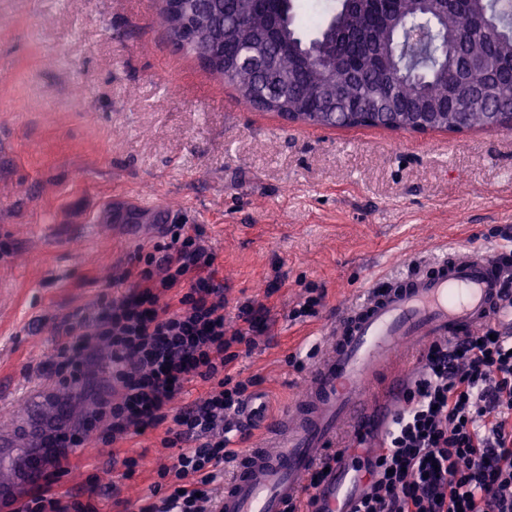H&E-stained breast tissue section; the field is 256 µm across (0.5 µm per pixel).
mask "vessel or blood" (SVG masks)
Returning a JSON list of instances; mask_svg holds the SVG:
<instances>
[{"label": "vessel or blood", "mask_w": 512, "mask_h": 512, "mask_svg": "<svg viewBox=\"0 0 512 512\" xmlns=\"http://www.w3.org/2000/svg\"><path fill=\"white\" fill-rule=\"evenodd\" d=\"M490 323L512 335V265L480 247L461 245L429 266L373 282L331 323L329 348L277 418L266 417L262 395L245 401L238 423L261 428L266 444L246 449L217 512H287L303 495L302 476L335 448L341 429L360 437L388 420L421 366L420 350ZM356 459L337 450L320 486L325 512H349L346 503L364 480ZM19 468L26 482L41 483L35 456L24 455L17 466L0 454L1 471Z\"/></svg>", "instance_id": "obj_1"}]
</instances>
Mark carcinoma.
<instances>
[{"label": "carcinoma", "instance_id": "obj_1", "mask_svg": "<svg viewBox=\"0 0 512 512\" xmlns=\"http://www.w3.org/2000/svg\"><path fill=\"white\" fill-rule=\"evenodd\" d=\"M294 2L185 0L208 35L183 36V52L208 58L254 108L325 127L488 129L484 101L457 112L451 88L493 86L512 99V0H336L310 39ZM254 51L275 71L243 63ZM325 98L338 104L333 122L320 116Z\"/></svg>", "mask_w": 512, "mask_h": 512}]
</instances>
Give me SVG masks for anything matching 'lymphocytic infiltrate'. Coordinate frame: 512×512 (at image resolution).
<instances>
[{
	"label": "lymphocytic infiltrate",
	"mask_w": 512,
	"mask_h": 512,
	"mask_svg": "<svg viewBox=\"0 0 512 512\" xmlns=\"http://www.w3.org/2000/svg\"><path fill=\"white\" fill-rule=\"evenodd\" d=\"M169 232L163 256L137 250L122 276L132 291L100 300L89 321L67 324L54 364L59 382L86 380L90 355L102 343L111 352L110 386L62 445L81 447L87 433L105 428L112 467L127 478L137 461L124 444L155 433L176 454L157 467L137 512H216L212 487L238 456L224 425L254 385L233 381L228 366L234 347H252L264 321L246 304L238 328L227 326L213 254L184 225ZM422 361L367 461L368 480L351 512H512V339L489 324L451 343L434 342ZM196 380L207 392L182 403ZM65 472L58 466L16 512H101L96 488L56 490Z\"/></svg>",
	"instance_id": "1"
}]
</instances>
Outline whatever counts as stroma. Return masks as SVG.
<instances>
[{
  "label": "stroma",
  "mask_w": 512,
  "mask_h": 512,
  "mask_svg": "<svg viewBox=\"0 0 512 512\" xmlns=\"http://www.w3.org/2000/svg\"><path fill=\"white\" fill-rule=\"evenodd\" d=\"M157 0H0V377L86 405L105 393L109 357L83 389L58 384L57 342L72 316L127 291L138 245H166L167 225L137 242L107 206L168 205L215 255L228 324L263 306L264 332L238 347L236 378L258 377L271 414L300 391L322 336L369 282L397 278L470 242L512 246V130L416 133L289 123L246 105L224 79L176 50ZM317 316L292 319L306 288ZM146 494L175 451L132 439ZM60 490L99 476L112 505L104 444L76 448Z\"/></svg>",
  "instance_id": "obj_1"
}]
</instances>
